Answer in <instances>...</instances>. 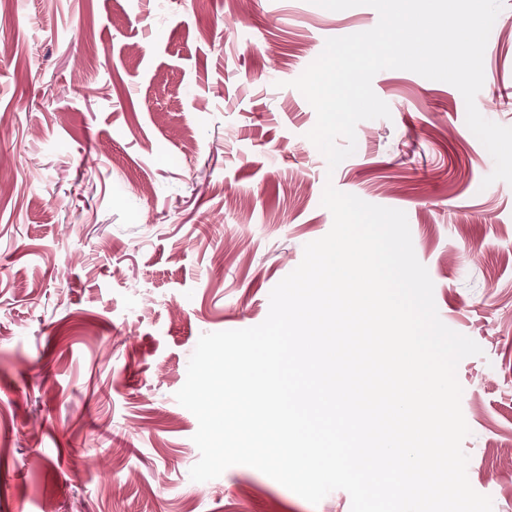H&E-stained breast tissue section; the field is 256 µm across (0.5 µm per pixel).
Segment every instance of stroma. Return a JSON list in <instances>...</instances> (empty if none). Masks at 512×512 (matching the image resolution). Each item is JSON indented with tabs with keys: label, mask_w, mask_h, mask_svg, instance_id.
I'll list each match as a JSON object with an SVG mask.
<instances>
[{
	"label": "stroma",
	"mask_w": 512,
	"mask_h": 512,
	"mask_svg": "<svg viewBox=\"0 0 512 512\" xmlns=\"http://www.w3.org/2000/svg\"><path fill=\"white\" fill-rule=\"evenodd\" d=\"M312 0H0V512H351L260 471L195 482L201 334L259 325L331 229L326 183L408 218L461 360L472 488L512 512V185L452 85L386 69L336 169L292 80L377 19ZM476 97L512 126V0Z\"/></svg>",
	"instance_id": "1"
}]
</instances>
